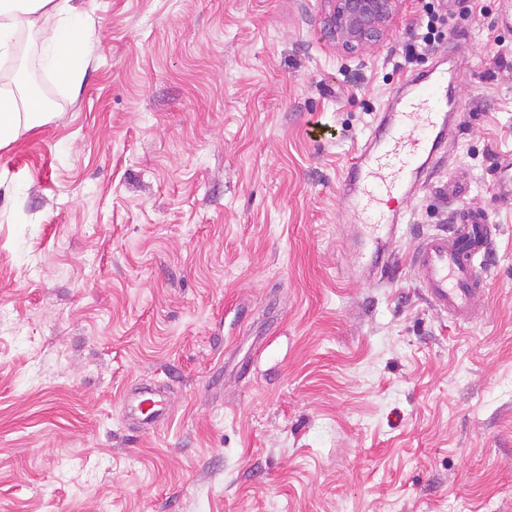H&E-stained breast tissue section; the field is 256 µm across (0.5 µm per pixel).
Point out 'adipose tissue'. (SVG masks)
Listing matches in <instances>:
<instances>
[{"instance_id":"ef3b65f1","label":"adipose tissue","mask_w":512,"mask_h":512,"mask_svg":"<svg viewBox=\"0 0 512 512\" xmlns=\"http://www.w3.org/2000/svg\"><path fill=\"white\" fill-rule=\"evenodd\" d=\"M52 26H43V19ZM25 29L39 30L43 62L62 82L74 81L91 52L93 32L73 0H0V59L9 58L18 34ZM48 113L23 109L15 94L0 92V148L19 135L45 123Z\"/></svg>"}]
</instances>
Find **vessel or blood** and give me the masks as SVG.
I'll return each instance as SVG.
<instances>
[{"label": "vessel or blood", "instance_id": "vessel-or-blood-1", "mask_svg": "<svg viewBox=\"0 0 512 512\" xmlns=\"http://www.w3.org/2000/svg\"><path fill=\"white\" fill-rule=\"evenodd\" d=\"M457 108L447 70L435 67L412 78L409 90L395 95L378 113L341 179L342 194L365 214L374 233V248L363 268L368 277L384 274L394 265L390 244L401 229L404 213L385 208V201L410 199L425 182L457 133ZM493 238L491 225L466 211L460 223L421 239L411 266L434 307L464 322L482 313L485 282L477 259ZM171 403L168 394L144 388L126 400L125 408L141 429L147 430L168 419Z\"/></svg>", "mask_w": 512, "mask_h": 512}]
</instances>
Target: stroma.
<instances>
[{
    "instance_id": "35a3bbf8",
    "label": "stroma",
    "mask_w": 512,
    "mask_h": 512,
    "mask_svg": "<svg viewBox=\"0 0 512 512\" xmlns=\"http://www.w3.org/2000/svg\"><path fill=\"white\" fill-rule=\"evenodd\" d=\"M425 2L348 56L319 0H76L79 89L46 75L52 119L0 149V512H512V30L440 0L400 65ZM26 37L0 90L41 65ZM444 61L459 136L366 278L339 181ZM462 206L496 228L468 323L410 265ZM144 384L174 407L140 433Z\"/></svg>"
}]
</instances>
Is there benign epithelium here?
Segmentation results:
<instances>
[{
  "label": "benign epithelium",
  "instance_id": "1",
  "mask_svg": "<svg viewBox=\"0 0 512 512\" xmlns=\"http://www.w3.org/2000/svg\"><path fill=\"white\" fill-rule=\"evenodd\" d=\"M405 0H321L325 37L336 48L357 53L391 29Z\"/></svg>",
  "mask_w": 512,
  "mask_h": 512
}]
</instances>
